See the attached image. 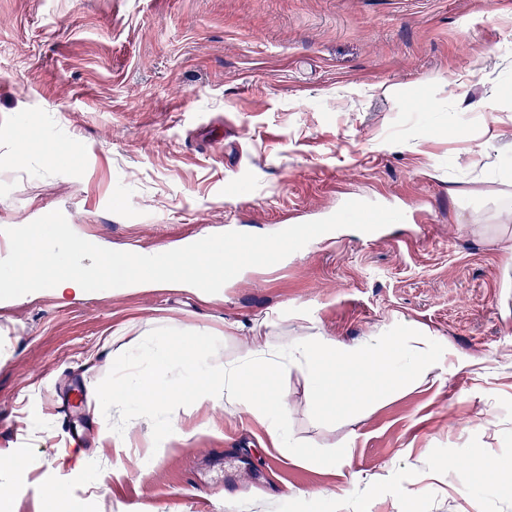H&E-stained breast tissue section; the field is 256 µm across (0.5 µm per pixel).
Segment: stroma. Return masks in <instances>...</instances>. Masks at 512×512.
Instances as JSON below:
<instances>
[{"label":"stroma","instance_id":"35a3bbf8","mask_svg":"<svg viewBox=\"0 0 512 512\" xmlns=\"http://www.w3.org/2000/svg\"><path fill=\"white\" fill-rule=\"evenodd\" d=\"M509 88L512 0H0V229L58 210L101 247L153 252L350 200L405 214L383 239L328 232L207 296L0 300L12 512H512ZM172 322L228 361L236 323L275 345L413 326L443 363L341 418L279 375L284 448L233 405L95 413L113 355L139 379ZM72 384L84 399L66 408ZM167 420L183 433L155 447ZM115 429L130 447L104 441Z\"/></svg>","mask_w":512,"mask_h":512}]
</instances>
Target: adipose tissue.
I'll return each instance as SVG.
<instances>
[{"instance_id": "ef3b65f1", "label": "adipose tissue", "mask_w": 512, "mask_h": 512, "mask_svg": "<svg viewBox=\"0 0 512 512\" xmlns=\"http://www.w3.org/2000/svg\"><path fill=\"white\" fill-rule=\"evenodd\" d=\"M150 352L154 370L134 383L105 379L95 411L119 404L157 410L176 400L215 412L233 401L266 427L276 448L284 440L278 423L285 407L279 374L298 371L309 387L313 409L335 416L371 406L392 387L440 365L428 348L407 350L393 336L344 343L321 334L296 337L280 349L249 345L239 360L228 362L213 350L210 337L174 325L162 330ZM177 366L182 375H174Z\"/></svg>"}]
</instances>
